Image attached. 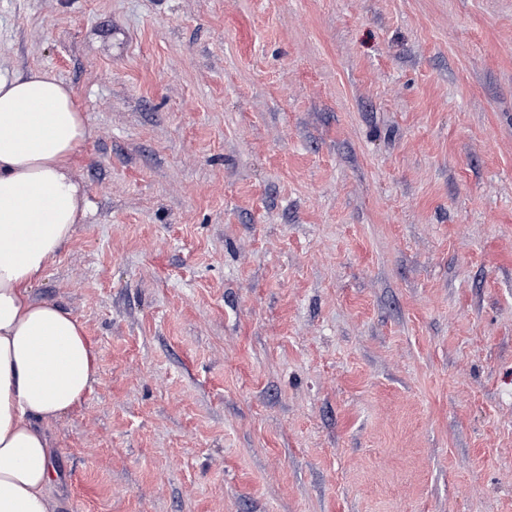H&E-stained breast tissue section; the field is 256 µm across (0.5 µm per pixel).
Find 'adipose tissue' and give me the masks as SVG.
I'll return each mask as SVG.
<instances>
[{"mask_svg": "<svg viewBox=\"0 0 512 512\" xmlns=\"http://www.w3.org/2000/svg\"><path fill=\"white\" fill-rule=\"evenodd\" d=\"M86 133L72 89L52 72L0 75V512H55L42 424L79 403L96 376L78 319L31 297L87 216L68 168Z\"/></svg>", "mask_w": 512, "mask_h": 512, "instance_id": "obj_1", "label": "adipose tissue"}]
</instances>
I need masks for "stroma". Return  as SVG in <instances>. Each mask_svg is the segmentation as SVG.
Segmentation results:
<instances>
[{
  "label": "stroma",
  "instance_id": "obj_1",
  "mask_svg": "<svg viewBox=\"0 0 512 512\" xmlns=\"http://www.w3.org/2000/svg\"><path fill=\"white\" fill-rule=\"evenodd\" d=\"M89 204L58 512H512V0H0Z\"/></svg>",
  "mask_w": 512,
  "mask_h": 512
}]
</instances>
